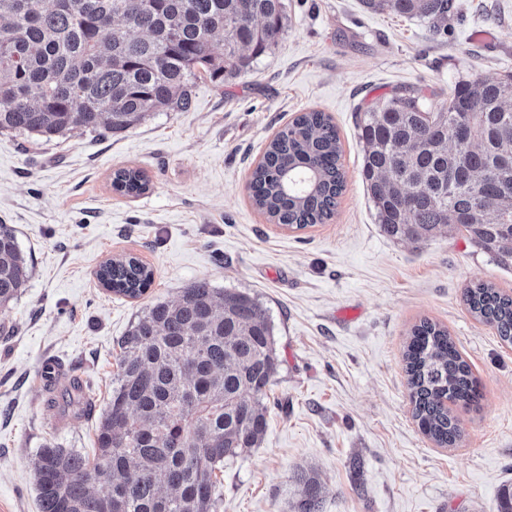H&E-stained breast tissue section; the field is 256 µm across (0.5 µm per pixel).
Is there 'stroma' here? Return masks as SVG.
<instances>
[{"instance_id": "35a3bbf8", "label": "stroma", "mask_w": 512, "mask_h": 512, "mask_svg": "<svg viewBox=\"0 0 512 512\" xmlns=\"http://www.w3.org/2000/svg\"><path fill=\"white\" fill-rule=\"evenodd\" d=\"M285 2L278 45L233 82L201 75L189 111L112 135L0 133V223L33 261L27 288L0 308V512H40V448L94 455L122 336L203 278L263 303L279 361L261 443L224 463L220 512H295L297 473L310 468L321 512H496L512 482V346L474 317L465 290L484 281L512 295V268L461 232H381L356 109L417 84L443 104L458 81L512 74V0H454L444 36L360 0ZM310 110L337 128L345 189L331 220L290 229L255 209L248 185L270 140ZM121 167L141 170L149 190H113ZM122 256L153 273L140 298L96 278ZM424 319L447 329L479 383L476 402L451 407L460 438L447 448L422 433L407 388L403 354ZM52 359L89 383L90 415L47 405L40 373Z\"/></svg>"}]
</instances>
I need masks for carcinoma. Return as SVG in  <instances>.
I'll use <instances>...</instances> for the list:
<instances>
[{
    "instance_id": "obj_1",
    "label": "carcinoma",
    "mask_w": 512,
    "mask_h": 512,
    "mask_svg": "<svg viewBox=\"0 0 512 512\" xmlns=\"http://www.w3.org/2000/svg\"><path fill=\"white\" fill-rule=\"evenodd\" d=\"M0 0V132L47 140L74 130L123 132L155 112H187L195 68L230 81L276 46L285 0ZM372 12L418 19L448 33L452 0H362ZM224 50L214 55L211 40ZM427 85L397 89L360 108L362 180L381 231L424 241L464 231L498 265L512 267V74L458 82L448 104ZM471 126L466 149L455 131ZM336 126L304 112L267 145L251 174L256 209L274 224H323L345 188ZM112 188L148 190L119 168ZM32 264L16 231L0 224V307L27 288ZM96 277L136 299L152 272L133 256ZM472 314L512 345V296L478 282ZM112 393L96 427V455L46 446L32 465L41 512H218L224 459L253 448L267 429V390L278 360L262 303L200 279L174 301L143 310L120 342ZM413 417L443 447L459 437L448 403L478 397L477 381L448 330L424 319L404 352ZM92 398L75 382L63 410ZM297 512H320L321 484L298 474Z\"/></svg>"
}]
</instances>
